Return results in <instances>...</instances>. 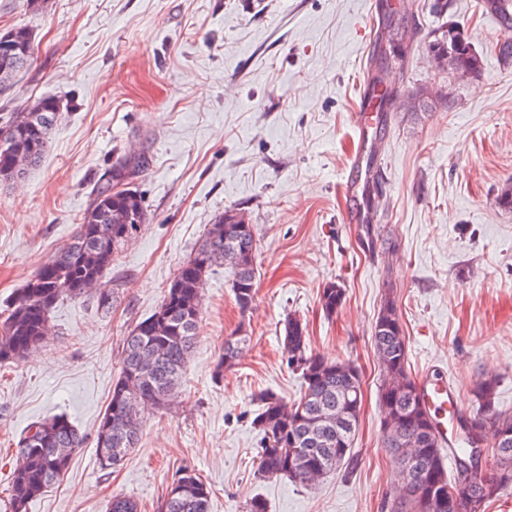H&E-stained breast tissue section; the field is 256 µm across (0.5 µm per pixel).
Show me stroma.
Returning a JSON list of instances; mask_svg holds the SVG:
<instances>
[{"instance_id":"35a3bbf8","label":"stroma","mask_w":512,"mask_h":512,"mask_svg":"<svg viewBox=\"0 0 512 512\" xmlns=\"http://www.w3.org/2000/svg\"><path fill=\"white\" fill-rule=\"evenodd\" d=\"M0 0V32L26 28L31 66L0 94V113L43 97L62 119L39 166L0 183V319L7 299L78 230L91 192L113 166L148 164L131 186L147 221L106 278L109 311L64 299L45 343L0 368V504L31 422L64 413L85 437L66 474L27 512H107L113 497L159 512L176 473L211 491L209 512H390L399 484L383 443L380 368L372 335L385 298L395 300L413 380L442 379L470 415L473 389L497 383L512 415L511 39L481 0ZM407 13L413 38L377 61L382 14ZM462 26L484 58L481 76L440 67L432 32ZM382 76L383 109L358 108L369 73ZM431 103L412 112L418 91ZM369 134L359 139V122ZM382 239L359 241L368 198ZM243 213L258 240L256 297L241 312L233 274L220 267L204 288L199 336L177 397L144 416L140 441L117 468L102 469L96 431L121 368L123 338L160 305L182 261L224 212ZM335 282L345 299L326 316L320 295ZM306 325L313 353L353 363L363 404L355 465L314 486L257 476L260 393L287 402L303 380L289 368L284 328ZM250 338L236 365L216 366L224 340Z\"/></svg>"}]
</instances>
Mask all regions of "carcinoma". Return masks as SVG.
<instances>
[{
  "label": "carcinoma",
  "instance_id": "obj_1",
  "mask_svg": "<svg viewBox=\"0 0 512 512\" xmlns=\"http://www.w3.org/2000/svg\"><path fill=\"white\" fill-rule=\"evenodd\" d=\"M484 9L500 16V25L512 31V14L505 0H483ZM20 41L24 66L33 60L30 32L14 29ZM60 102L53 97L40 99L20 112L0 117V135L7 147H0V182L8 179L11 160L21 155L37 165L46 154L52 131L60 118ZM145 159L138 157L112 170L93 192V201L80 219L71 242L42 264L26 285L8 301V315L0 321V365L21 361L48 336L50 313L63 298L83 297L101 284L122 249L135 238L147 218L141 195L130 187L116 195L113 185L127 182L139 172ZM244 220L239 212L226 211L210 225L201 247L177 269L158 308L137 323L124 341L120 375L113 385L107 409L98 425L97 451L102 467L112 468V459L124 460L137 447L145 412L165 408L178 392L182 373L196 344L202 313L203 286L216 267L232 270V290L240 311L249 310L256 295L257 251L255 234L233 237L224 234L225 221ZM345 289L330 282L320 295L326 315L341 307ZM374 351L382 372L380 400L384 413L393 416L390 432L384 434V447L412 448L421 452L424 464L401 486L393 512H434L423 503L443 492L448 497L446 512H485L486 504L512 488V415L496 409V382L484 380L473 390L477 408L469 420L479 433L494 428L493 467L481 469L471 442L461 440L462 448L452 451L456 469L466 467L473 475L463 482L452 481L444 465V448L434 433L432 416L417 400L416 382L407 371V342L395 303L382 305L374 327ZM247 339L230 336L224 341V357L217 373L235 364ZM285 349L288 366L301 372L304 391L287 403L272 393L261 395L263 407L255 418L262 433L258 473L263 478L288 477L309 487L324 475L353 461L352 444L362 401L348 398L349 391L361 389L355 375L336 371L348 368L344 361H327L308 352L306 327L290 317L285 323ZM346 413L352 426L341 439L326 437L330 426L322 417ZM37 442L25 446L17 442L19 463L10 478L11 512H26L33 499L60 480L83 445L77 428L64 414L36 420ZM511 444L502 447V437ZM210 491L194 473L185 470L175 478L160 505V512H209Z\"/></svg>",
  "mask_w": 512,
  "mask_h": 512
}]
</instances>
